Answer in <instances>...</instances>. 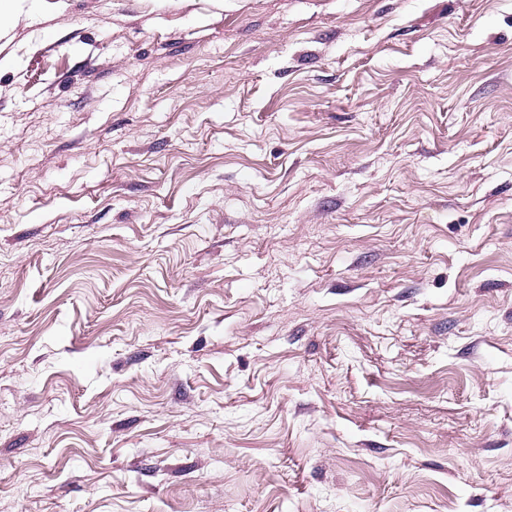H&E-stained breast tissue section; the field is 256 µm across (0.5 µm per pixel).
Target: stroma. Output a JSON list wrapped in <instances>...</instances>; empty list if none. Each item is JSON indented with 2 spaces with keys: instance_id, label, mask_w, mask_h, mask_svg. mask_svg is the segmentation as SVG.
<instances>
[{
  "instance_id": "1",
  "label": "stroma",
  "mask_w": 512,
  "mask_h": 512,
  "mask_svg": "<svg viewBox=\"0 0 512 512\" xmlns=\"http://www.w3.org/2000/svg\"><path fill=\"white\" fill-rule=\"evenodd\" d=\"M0 512H512V0H13Z\"/></svg>"
}]
</instances>
